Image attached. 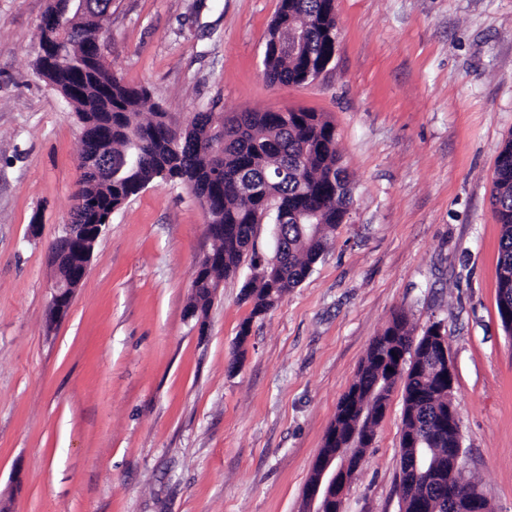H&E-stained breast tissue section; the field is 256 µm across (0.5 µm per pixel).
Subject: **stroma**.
<instances>
[{
    "instance_id": "35a3bbf8",
    "label": "stroma",
    "mask_w": 512,
    "mask_h": 512,
    "mask_svg": "<svg viewBox=\"0 0 512 512\" xmlns=\"http://www.w3.org/2000/svg\"><path fill=\"white\" fill-rule=\"evenodd\" d=\"M50 0H0V507L8 512H305L325 434L394 313L443 326L464 471L512 512V338L490 203L512 137V0H335L314 81L269 85L279 0H112L104 61L177 124L307 109L335 126L353 202L298 287L251 317L273 227L187 317L207 217L184 185L116 210L68 315L49 324L80 124L36 71ZM38 230H31V222ZM247 338H240V331ZM395 389L343 512H401Z\"/></svg>"
}]
</instances>
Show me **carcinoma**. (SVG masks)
<instances>
[{
	"label": "carcinoma",
	"mask_w": 512,
	"mask_h": 512,
	"mask_svg": "<svg viewBox=\"0 0 512 512\" xmlns=\"http://www.w3.org/2000/svg\"><path fill=\"white\" fill-rule=\"evenodd\" d=\"M330 0H279L264 51V73L272 85H301L306 72L327 69L332 54L328 32L336 30V15L329 12ZM65 22L69 49L82 51L85 35L100 29L96 15L79 12L72 4ZM302 35L301 52L294 55L287 45L295 34ZM63 97L70 98L78 121L92 126L112 120V182L96 177L81 181L79 193L93 201V208L81 215L83 224H101L111 201L141 192L150 184L181 183L196 198L209 201L208 224L224 228L214 238V247L224 253V265L213 270L221 280L236 272L248 254L256 224L263 215L278 221L288 212V223L278 225L273 255L279 265H264L261 282H249L244 297L251 305L250 317L271 310L291 289L311 273L312 266L332 242L336 227L343 223L352 203V187L340 164L336 129L318 112L292 109L286 112H242L217 121L210 112H198L183 127L152 102L143 88L130 87L111 78L103 57L91 61L80 92L73 94L70 66L38 69ZM238 180L259 188L253 197L234 189ZM494 214L502 224L498 279L512 278V138L505 141L496 158L491 194ZM316 213L315 231L296 220L304 212ZM211 302L207 285L198 284L187 310L204 313ZM414 338L405 314L394 316L384 333L370 344L357 379L341 398L335 423L341 432L351 430L354 417L376 420L378 399L368 396L378 377L386 376L384 358L393 350L411 345ZM415 365L400 375L404 408L401 442L410 435L426 441L424 448L431 468L446 480L448 440L442 416L448 409V385L438 378L432 354L415 349ZM405 492L413 498L429 496L432 512H443L437 498L447 496V485L434 489L422 475L409 474Z\"/></svg>",
	"instance_id": "1"
}]
</instances>
